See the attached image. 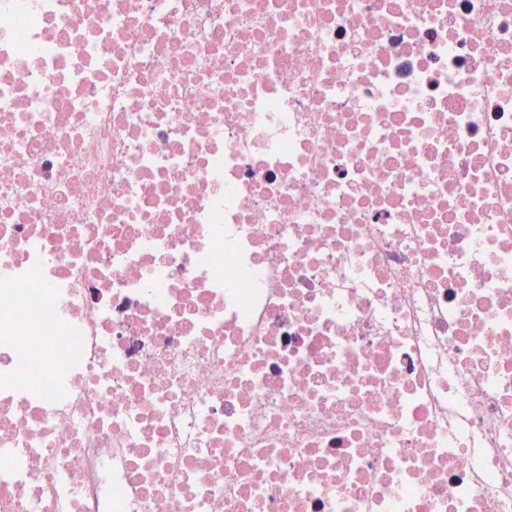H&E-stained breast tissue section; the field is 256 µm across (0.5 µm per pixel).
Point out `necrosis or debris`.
Masks as SVG:
<instances>
[{"label":"necrosis or debris","mask_w":512,"mask_h":512,"mask_svg":"<svg viewBox=\"0 0 512 512\" xmlns=\"http://www.w3.org/2000/svg\"><path fill=\"white\" fill-rule=\"evenodd\" d=\"M0 512H512V0H0Z\"/></svg>","instance_id":"1"}]
</instances>
